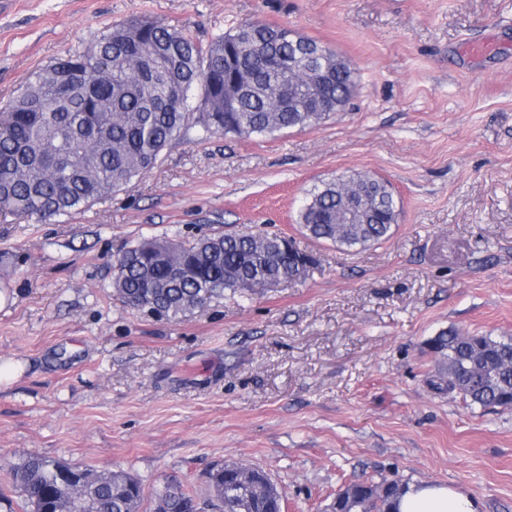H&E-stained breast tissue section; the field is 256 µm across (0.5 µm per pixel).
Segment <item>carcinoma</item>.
Wrapping results in <instances>:
<instances>
[{
	"mask_svg": "<svg viewBox=\"0 0 512 512\" xmlns=\"http://www.w3.org/2000/svg\"><path fill=\"white\" fill-rule=\"evenodd\" d=\"M95 54H68L0 110V212L53 220L122 189L154 168L187 129L199 139L232 134L274 137L329 117L313 111L317 94L346 108L354 71L329 47L284 27L241 22L207 45L148 18L112 27ZM355 200L369 223L340 224ZM400 208L378 176L341 174L306 192L297 223L305 235L343 250L388 239ZM312 254L281 246L280 235L214 232L193 240L144 239L113 262L121 303L178 319L224 292L286 281ZM427 347L438 360L436 389L481 408L512 407V339L442 331ZM25 512H141L142 487L131 474L74 467L30 454L11 466ZM221 512H282L276 484L261 468L226 462L209 474ZM397 479L349 485L331 512H397ZM155 512H188L194 500L179 483L156 496Z\"/></svg>",
	"mask_w": 512,
	"mask_h": 512,
	"instance_id": "1",
	"label": "carcinoma"
}]
</instances>
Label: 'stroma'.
Returning <instances> with one entry per match:
<instances>
[{"instance_id": "stroma-1", "label": "stroma", "mask_w": 512, "mask_h": 512, "mask_svg": "<svg viewBox=\"0 0 512 512\" xmlns=\"http://www.w3.org/2000/svg\"><path fill=\"white\" fill-rule=\"evenodd\" d=\"M144 17L204 44L245 21L288 28L345 57L354 94L276 138L187 132L58 221L0 214V363L19 369L0 385V512H23L9 467L31 453L130 473L142 512L170 479L207 498L230 461L262 467L289 512L386 479L512 512V407L436 390L427 350L449 329L512 338V0H0V108ZM348 171L387 180L401 209L353 254L297 224L307 190ZM218 228L293 238L317 263L176 321L114 300L124 247Z\"/></svg>"}]
</instances>
